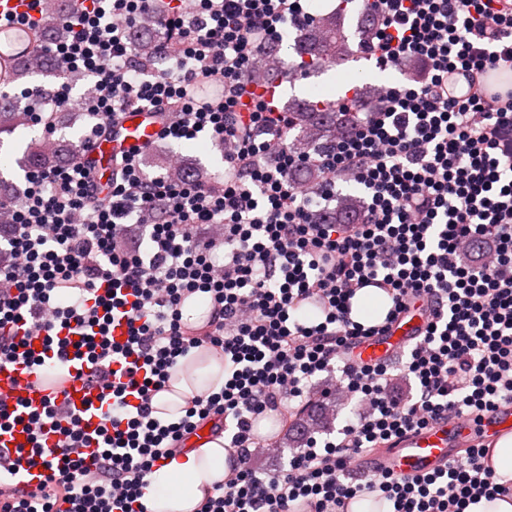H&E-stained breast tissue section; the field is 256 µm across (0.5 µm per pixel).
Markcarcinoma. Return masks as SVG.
Here are the masks:
<instances>
[{
	"label": "carcinoma",
	"instance_id": "cac0c4a2",
	"mask_svg": "<svg viewBox=\"0 0 512 512\" xmlns=\"http://www.w3.org/2000/svg\"><path fill=\"white\" fill-rule=\"evenodd\" d=\"M65 7L66 0H47L42 27L0 30V92H9L25 78L36 73L59 68L54 58L44 57L40 69L35 71L29 65V56L38 47L65 37V31L59 24L60 13ZM377 23L378 18L374 12L366 11L362 14L357 30L359 43L370 40ZM156 47L154 30L144 27L137 29L136 48L141 55H154ZM283 49L299 56L306 69L317 73L324 68L342 64L357 54L344 31L342 16L336 13L315 17L313 23L305 27L294 42L285 47L282 42H277L274 55L280 56ZM358 118L359 114L356 112H346L319 101L294 99L288 103L290 136L293 147L298 152L329 141L338 130L349 131ZM31 126L28 113L16 108L9 101L0 103V131ZM75 149L76 145L70 142L52 144L43 136H34L27 144L19 163L31 167H51L62 162ZM361 207L362 201L358 196L341 195L330 219L338 224H348L356 218Z\"/></svg>",
	"mask_w": 512,
	"mask_h": 512
}]
</instances>
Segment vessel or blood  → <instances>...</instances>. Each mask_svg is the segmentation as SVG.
Segmentation results:
<instances>
[{"label":"vessel or blood","mask_w":512,"mask_h":512,"mask_svg":"<svg viewBox=\"0 0 512 512\" xmlns=\"http://www.w3.org/2000/svg\"><path fill=\"white\" fill-rule=\"evenodd\" d=\"M160 130V118L152 111L127 110L112 135L95 145L94 158L102 169H109L113 155L153 142ZM425 321L422 310L413 309L395 322L385 335L371 337L360 344L354 351L355 359L375 364L393 357L418 339ZM41 356L45 364L36 369L14 363L0 367V396L11 401L20 397L36 407L53 402L81 414L86 429L95 430L101 423L100 389L79 378L74 366L51 371L46 361L52 358V351L42 350ZM510 433L512 404H506L485 415L477 424L450 419L408 433L385 450L381 467L401 476L423 475L445 468L454 459L456 449L485 444ZM55 443V438L47 439L44 464L20 469L22 482L34 486L47 474V462L53 461L58 454Z\"/></svg>","instance_id":"1"}]
</instances>
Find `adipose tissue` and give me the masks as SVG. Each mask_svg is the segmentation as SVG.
<instances>
[{"mask_svg": "<svg viewBox=\"0 0 512 512\" xmlns=\"http://www.w3.org/2000/svg\"><path fill=\"white\" fill-rule=\"evenodd\" d=\"M224 382V361L214 352L192 350L173 371L170 390L158 393L154 406L176 409L209 386ZM230 454L223 440L206 442L200 448L173 459L162 471L149 477L143 499L149 512H195L207 490L222 484Z\"/></svg>", "mask_w": 512, "mask_h": 512, "instance_id": "ef3b65f1", "label": "adipose tissue"}]
</instances>
